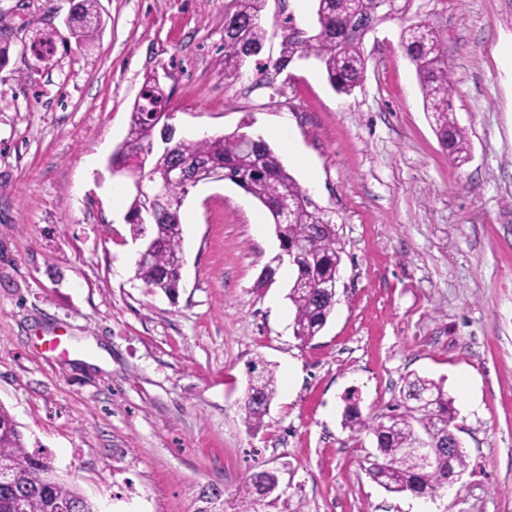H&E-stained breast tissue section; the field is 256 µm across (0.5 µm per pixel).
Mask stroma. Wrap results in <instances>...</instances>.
<instances>
[{
  "label": "stroma",
  "mask_w": 512,
  "mask_h": 512,
  "mask_svg": "<svg viewBox=\"0 0 512 512\" xmlns=\"http://www.w3.org/2000/svg\"><path fill=\"white\" fill-rule=\"evenodd\" d=\"M76 0H0V406L98 512H196L259 470L265 512H413L368 469L371 435L347 397L383 412L410 374L443 384L468 466L437 512H512V0H418L455 66L471 159L454 165L423 107L400 21L364 41L365 80L337 94L315 58L224 80L234 0H98L90 49L28 69L24 20L59 25ZM314 34V0H266L260 58L285 24ZM158 74L178 137L251 123L336 222L337 303L309 342L293 333V273L255 289L279 252L261 203L229 182L181 208L182 286L134 278L128 182L108 159L144 77ZM288 125V138L278 129ZM273 369L266 425L243 422L248 364Z\"/></svg>",
  "instance_id": "1"
}]
</instances>
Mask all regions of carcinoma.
I'll use <instances>...</instances> for the list:
<instances>
[{
    "instance_id": "obj_1",
    "label": "carcinoma",
    "mask_w": 512,
    "mask_h": 512,
    "mask_svg": "<svg viewBox=\"0 0 512 512\" xmlns=\"http://www.w3.org/2000/svg\"><path fill=\"white\" fill-rule=\"evenodd\" d=\"M316 32L303 43L283 36L282 55L272 64L279 72L301 51L322 65L332 89L349 96L361 86L366 72L363 41L347 31L357 19L364 26L388 19L387 0H315ZM265 0H235V10L224 20V80H236L248 52L264 42L265 31L260 12ZM98 0H77L68 18L67 33L39 27L28 22L34 38L30 41L32 63L36 69L49 64L35 47L60 42L91 46L97 39L101 19ZM401 46L415 66L424 111L448 158L462 166L470 159L466 128L453 112L454 69L446 59L443 41L433 23L411 19L402 27ZM168 97L152 75L145 77L139 99L134 102L126 138L112 154V172H118L130 158L148 154L145 175L152 170L184 164L200 176H220L253 196L269 211L280 248L291 250L296 276L291 282L288 300L294 309V332L301 341H310L327 324L336 306L345 242L336 224L328 218L306 190L288 172L280 156L259 135L246 131L244 123L229 134L188 140L176 137L173 127L155 121V114L167 111ZM190 187L177 182L153 199L133 194L125 214L131 236L150 237L154 246L149 257L135 261V279L148 294L161 292L168 297L178 293L181 282L183 229L180 210ZM251 377L242 405L248 429L257 431L264 424L276 396L272 369L253 362ZM431 394L435 406L427 410L419 401ZM344 421L354 432L375 437L381 461L372 464L370 473L384 475L378 483L391 493H409L418 497L434 496L448 484V431L455 428L454 400L441 383L415 375L405 381L400 400L388 412L375 417L363 416L357 403L344 409ZM426 440L439 450L437 461L418 466L414 450ZM0 512H96L93 503L72 482L55 471L50 460L38 449H27L25 436L9 412L0 406ZM279 480L272 471L250 474L237 491L235 512H260L279 497Z\"/></svg>"
}]
</instances>
